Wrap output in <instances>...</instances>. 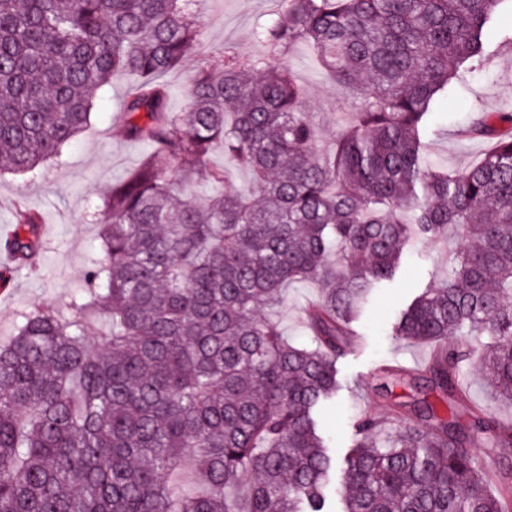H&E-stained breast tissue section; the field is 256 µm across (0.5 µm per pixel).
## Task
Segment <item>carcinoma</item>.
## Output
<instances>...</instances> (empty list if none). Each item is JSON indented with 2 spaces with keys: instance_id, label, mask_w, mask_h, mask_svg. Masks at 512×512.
Here are the masks:
<instances>
[{
  "instance_id": "1",
  "label": "carcinoma",
  "mask_w": 512,
  "mask_h": 512,
  "mask_svg": "<svg viewBox=\"0 0 512 512\" xmlns=\"http://www.w3.org/2000/svg\"><path fill=\"white\" fill-rule=\"evenodd\" d=\"M200 0H0V159L36 176L90 123L112 81L139 77L120 103L126 139L149 155L88 206L101 244L64 316L21 315L0 344V512H512V484L471 452L512 424L469 403L477 361L512 399V111L467 133L492 142L475 166L432 168L436 103L492 61L505 0H280L254 32L271 55L310 48L357 91L336 147L303 109L288 69L224 47L184 111L161 78L196 48ZM252 175L249 194L208 166L212 146ZM173 163L179 180L170 177ZM455 226L472 244L450 279L399 315L396 338L430 361L384 366L368 383L428 396L354 423L339 456L319 412L336 362L373 293L392 282L407 241ZM20 267L42 256L41 216L15 207L3 242ZM319 286L314 346L276 314L295 283ZM471 336L493 343L480 354ZM469 415L467 426L456 420ZM192 463L196 488L174 494Z\"/></svg>"
}]
</instances>
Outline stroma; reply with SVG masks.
I'll return each instance as SVG.
<instances>
[{
	"mask_svg": "<svg viewBox=\"0 0 512 512\" xmlns=\"http://www.w3.org/2000/svg\"><path fill=\"white\" fill-rule=\"evenodd\" d=\"M271 0H202L200 46L176 69L165 75L168 105L183 111L188 87L200 70L213 66L231 45L244 57H258L264 50L254 36L256 23L269 17ZM491 67L465 85L453 86L439 102L435 126L426 155L435 167L463 171L478 163L490 150L489 141L466 136L465 130L479 112L512 111V9L497 17L491 39ZM286 63L306 90L303 107L323 130L324 144H331L346 126L350 103L322 74L310 51L303 46L291 52ZM135 82L128 76L108 91L103 108L94 109L91 123L65 151L61 160L47 161L38 177L11 172L0 174V230L12 228V212L24 202L43 219L46 248L41 266L18 270L6 289H0V342L12 336L21 313L42 305L65 308L81 281L87 261L99 245L97 225L88 223L84 203L99 200L113 183L125 178L141 162L149 147L126 140L116 121L125 90ZM464 238L449 233L447 241L431 246L410 241L396 279L378 289L354 328L359 340L337 364L340 388L334 402L320 416L321 428L333 446L348 450L353 424L372 411L364 385L384 364L419 366L429 361L430 345L396 340L392 328L399 312L428 285L447 280L454 255ZM317 295L312 283L292 285L278 313L280 326L297 343L309 341L305 309Z\"/></svg>",
	"mask_w": 512,
	"mask_h": 512,
	"instance_id": "stroma-1",
	"label": "stroma"
}]
</instances>
